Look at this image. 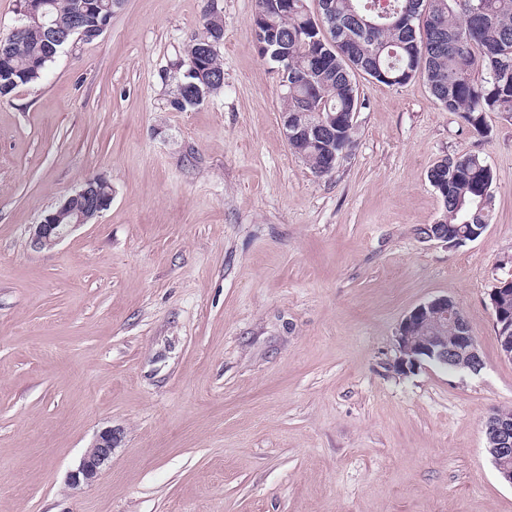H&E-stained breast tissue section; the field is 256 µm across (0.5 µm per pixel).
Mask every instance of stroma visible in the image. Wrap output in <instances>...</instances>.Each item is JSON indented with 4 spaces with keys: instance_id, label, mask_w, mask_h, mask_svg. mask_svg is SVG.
Segmentation results:
<instances>
[{
    "instance_id": "stroma-1",
    "label": "stroma",
    "mask_w": 512,
    "mask_h": 512,
    "mask_svg": "<svg viewBox=\"0 0 512 512\" xmlns=\"http://www.w3.org/2000/svg\"><path fill=\"white\" fill-rule=\"evenodd\" d=\"M257 0H123L36 83L0 96V512H512L484 422L512 408L489 295L512 277V118L478 134L419 80L358 73L351 151L318 176L280 123ZM224 88L170 104L206 13ZM476 154L483 235H420L427 172ZM109 208L62 243L35 224L85 180ZM446 296L480 372L390 362L404 316ZM92 483L68 475L104 429Z\"/></svg>"
}]
</instances>
